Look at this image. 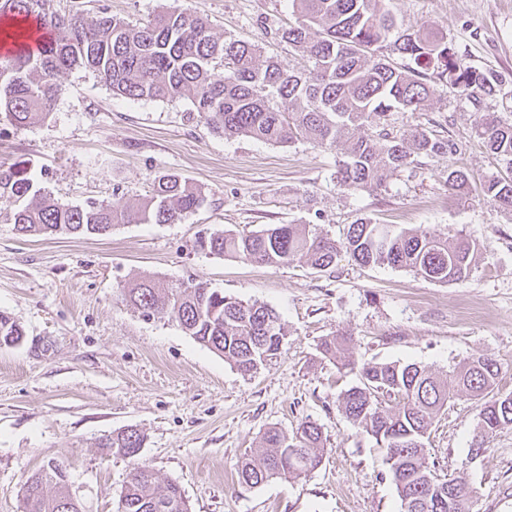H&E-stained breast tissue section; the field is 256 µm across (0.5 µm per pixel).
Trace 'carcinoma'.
Segmentation results:
<instances>
[{"label": "carcinoma", "instance_id": "carcinoma-1", "mask_svg": "<svg viewBox=\"0 0 512 512\" xmlns=\"http://www.w3.org/2000/svg\"><path fill=\"white\" fill-rule=\"evenodd\" d=\"M296 22L276 37L305 54L309 73L285 68L277 59L260 60V47L244 38L222 39L208 19L187 7L164 8L143 24L114 16L88 22L61 13L52 0H0V16L34 19L51 33L36 48L24 34L0 54V115L18 128L46 119L62 92L57 76L73 67L94 72L113 92L132 100L186 96L194 111L224 135H243L285 145L302 137L313 145L345 150L337 172L343 188L386 187L391 173L418 157L453 156L460 146L424 128L401 135L388 129L393 113L420 112L438 79L482 110L486 95L502 93L503 76L469 65L439 32L396 29L391 0H292ZM401 58L396 62L393 56ZM377 138L356 136L362 127ZM474 136L512 163V122L493 113L480 116ZM483 200L512 214V179L485 182ZM205 190L175 173L156 179L139 205L116 208L99 201L65 206L40 186L19 162L0 169V201L12 206L18 234L105 236L118 224H175L205 201ZM200 251L262 265L305 262L324 272L343 257L364 265L401 269L429 282L457 283L469 277L476 247L459 234L437 235L398 229L360 218L343 238L317 234L305 224H267L248 232L225 230L199 237ZM123 297L145 317L161 315L243 374L256 371L281 353L287 336L279 314L266 304L244 303L203 282L177 287L130 283ZM23 328L0 311V347L21 342ZM352 338L334 335L320 353L340 369L355 368ZM500 367L488 355L450 371L433 372L416 363H377L360 372V384L341 393L339 407L353 424L385 449V463L402 512H471L472 490L462 480L434 481L426 441L435 418L448 402L469 397L481 402L471 448L485 437L512 427V392L498 388ZM145 436L127 427L104 436L105 455L133 459ZM323 458L322 432L311 420L288 433L271 428L262 449L238 466V485L251 490L273 478H298ZM62 465L51 463L32 474L21 489L22 512H81L72 498ZM116 512H190L174 481L136 463L118 495Z\"/></svg>", "mask_w": 512, "mask_h": 512}]
</instances>
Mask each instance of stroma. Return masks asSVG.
<instances>
[{
	"instance_id": "35a3bbf8",
	"label": "stroma",
	"mask_w": 512,
	"mask_h": 512,
	"mask_svg": "<svg viewBox=\"0 0 512 512\" xmlns=\"http://www.w3.org/2000/svg\"><path fill=\"white\" fill-rule=\"evenodd\" d=\"M87 20L109 14L130 24L162 8L191 7L217 36L245 38L263 56L310 70L308 58L275 32L294 23L291 0H53ZM400 30L442 33L467 63L506 77L487 111L512 117V0H393ZM50 117L23 129L0 121V166L26 162L61 204L98 200L121 208L144 200L175 173L202 186L204 205L176 224H119L105 237L19 235L0 203V311L25 331L0 347V512H20L28 476L66 466L83 512H115L134 463L176 481L191 512H401L374 439L339 408L360 366L414 362L449 371L487 355L512 391V214L479 201L481 182L512 175V164L475 138L479 119L449 85L434 80L423 111L396 112L395 131L419 125L462 151L394 172L385 189L348 191L336 181L343 158L299 138L285 145L225 136L192 111L188 98L130 100L90 70L60 74ZM470 175L449 190V167ZM462 233L478 249L459 283H432L387 266L342 259L328 271L304 263L270 266L197 251L199 237L264 224H305L335 239L357 218ZM166 285L203 281L226 296L275 309L287 330L276 359L237 371L176 322L144 317L121 290L132 280ZM350 333L355 370L324 358L325 337ZM480 405L462 397L436 418L428 463L466 480L472 512H512V427L471 456ZM315 421L323 461L308 476L237 484L241 459L271 428ZM132 426L145 435L138 460L102 456L99 440Z\"/></svg>"
}]
</instances>
